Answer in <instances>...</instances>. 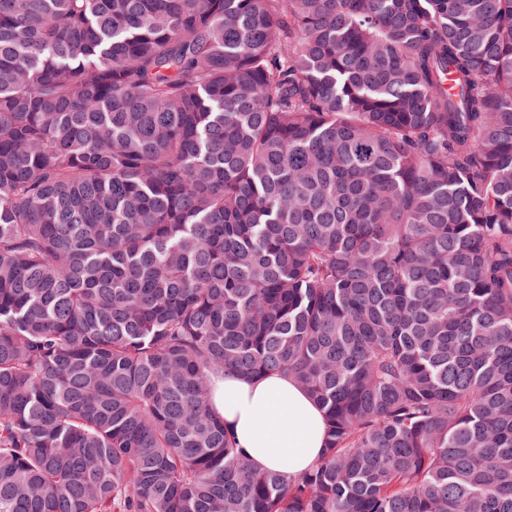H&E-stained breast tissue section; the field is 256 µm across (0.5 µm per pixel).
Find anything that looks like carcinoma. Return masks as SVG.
Instances as JSON below:
<instances>
[{"label":"carcinoma","mask_w":512,"mask_h":512,"mask_svg":"<svg viewBox=\"0 0 512 512\" xmlns=\"http://www.w3.org/2000/svg\"><path fill=\"white\" fill-rule=\"evenodd\" d=\"M0 512H512V0H0ZM213 406L224 429L262 469L304 472L321 456L325 417L293 379L266 374L244 378L224 374Z\"/></svg>","instance_id":"1"}]
</instances>
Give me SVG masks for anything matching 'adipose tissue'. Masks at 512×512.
<instances>
[{"mask_svg": "<svg viewBox=\"0 0 512 512\" xmlns=\"http://www.w3.org/2000/svg\"><path fill=\"white\" fill-rule=\"evenodd\" d=\"M213 406L225 430L259 468L296 475L323 452L324 413L289 377L225 376L215 385Z\"/></svg>", "mask_w": 512, "mask_h": 512, "instance_id": "obj_1", "label": "adipose tissue"}]
</instances>
